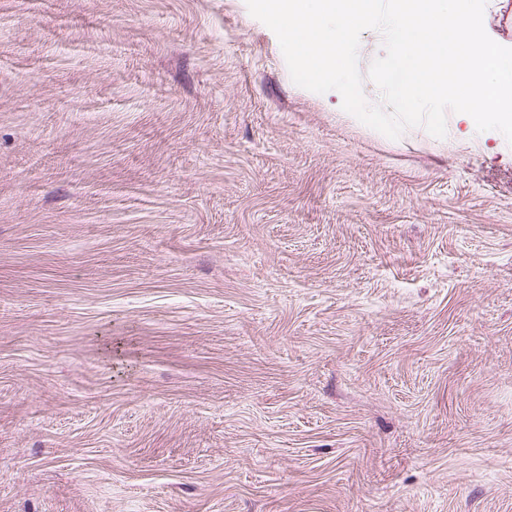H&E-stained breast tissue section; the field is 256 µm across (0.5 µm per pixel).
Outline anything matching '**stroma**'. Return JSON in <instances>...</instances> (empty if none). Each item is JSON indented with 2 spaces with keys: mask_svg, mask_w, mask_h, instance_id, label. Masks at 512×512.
Segmentation results:
<instances>
[{
  "mask_svg": "<svg viewBox=\"0 0 512 512\" xmlns=\"http://www.w3.org/2000/svg\"><path fill=\"white\" fill-rule=\"evenodd\" d=\"M341 102L245 0H0V512H512V143Z\"/></svg>",
  "mask_w": 512,
  "mask_h": 512,
  "instance_id": "stroma-1",
  "label": "stroma"
}]
</instances>
